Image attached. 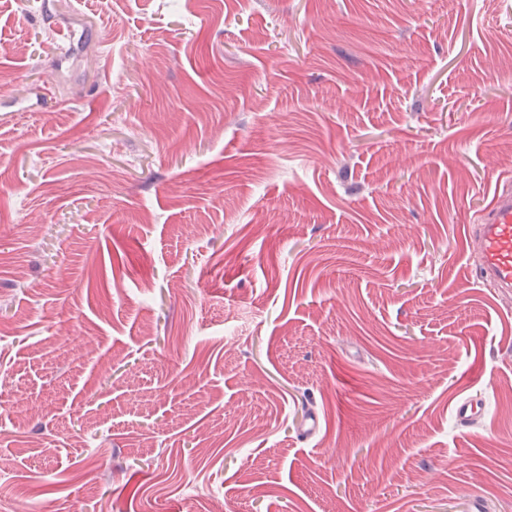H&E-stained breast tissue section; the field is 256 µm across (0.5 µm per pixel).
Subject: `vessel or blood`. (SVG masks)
Returning a JSON list of instances; mask_svg holds the SVG:
<instances>
[{"label":"vessel or blood","instance_id":"obj_1","mask_svg":"<svg viewBox=\"0 0 512 512\" xmlns=\"http://www.w3.org/2000/svg\"><path fill=\"white\" fill-rule=\"evenodd\" d=\"M473 246L480 280L512 291V188H499L484 209Z\"/></svg>","mask_w":512,"mask_h":512}]
</instances>
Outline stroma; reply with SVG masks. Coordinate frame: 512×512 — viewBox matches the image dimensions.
Here are the masks:
<instances>
[{
	"instance_id": "stroma-1",
	"label": "stroma",
	"mask_w": 512,
	"mask_h": 512,
	"mask_svg": "<svg viewBox=\"0 0 512 512\" xmlns=\"http://www.w3.org/2000/svg\"><path fill=\"white\" fill-rule=\"evenodd\" d=\"M500 180L512 0H0V512H512ZM479 255L480 280L512 291V190L498 188L484 209L474 242Z\"/></svg>"
}]
</instances>
